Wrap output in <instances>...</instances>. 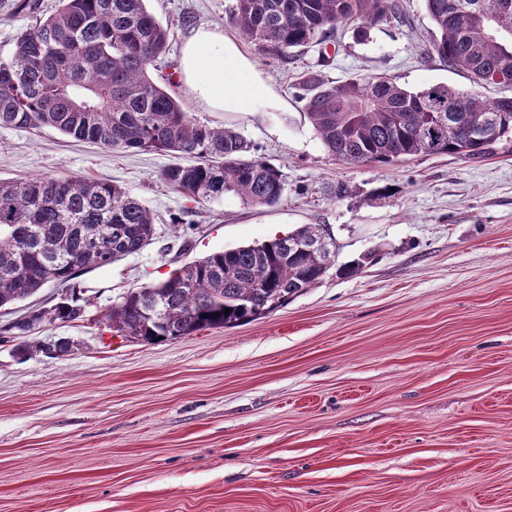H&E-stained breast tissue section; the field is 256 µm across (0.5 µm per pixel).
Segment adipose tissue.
Listing matches in <instances>:
<instances>
[{
  "mask_svg": "<svg viewBox=\"0 0 512 512\" xmlns=\"http://www.w3.org/2000/svg\"><path fill=\"white\" fill-rule=\"evenodd\" d=\"M184 82L194 98L222 112H284L288 102L270 88L232 36L197 28L183 50Z\"/></svg>",
  "mask_w": 512,
  "mask_h": 512,
  "instance_id": "adipose-tissue-1",
  "label": "adipose tissue"
}]
</instances>
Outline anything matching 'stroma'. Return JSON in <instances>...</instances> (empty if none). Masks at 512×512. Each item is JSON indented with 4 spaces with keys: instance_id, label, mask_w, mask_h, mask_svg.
Segmentation results:
<instances>
[{
    "instance_id": "obj_1",
    "label": "stroma",
    "mask_w": 512,
    "mask_h": 512,
    "mask_svg": "<svg viewBox=\"0 0 512 512\" xmlns=\"http://www.w3.org/2000/svg\"><path fill=\"white\" fill-rule=\"evenodd\" d=\"M14 3L0 0L2 58L35 26ZM402 4L405 25L339 31L324 66L315 46L284 63L241 41L288 111L215 112L178 85L192 117L235 129L280 169L274 207L173 192L161 179L169 153L0 127V181L108 182L156 223L151 245L82 272L84 318L9 336L23 306L0 308V512H512V141L471 161L344 164L293 97L314 69L470 89L432 51L424 0ZM234 5L147 0L169 30L155 79L180 74L193 29L235 34ZM305 224L329 229L337 264L361 269L328 273L262 319L185 338H115L98 321L187 262ZM59 337L74 343L64 357L18 351Z\"/></svg>"
}]
</instances>
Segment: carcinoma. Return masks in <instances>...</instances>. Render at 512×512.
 <instances>
[{"instance_id":"carcinoma-1","label":"carcinoma","mask_w":512,"mask_h":512,"mask_svg":"<svg viewBox=\"0 0 512 512\" xmlns=\"http://www.w3.org/2000/svg\"><path fill=\"white\" fill-rule=\"evenodd\" d=\"M439 29L432 50L475 85H512V7L498 0H425ZM401 0H236L231 23L264 54H290L363 30L404 23ZM168 29L145 0H59V8L21 33L0 59V126L49 127L114 150L172 153L183 162L162 180L197 203L234 193L275 206L282 173L230 129L197 121L173 91L150 77ZM297 99L327 153L348 164L386 165L410 156H485L512 138V97L434 83L412 91L385 75L328 82L306 73ZM150 210L123 188L69 176L0 181V307L55 284L70 297L54 319L77 320L91 301L82 271L135 254L154 239ZM336 246L318 224L285 237L212 253L168 280L125 294L101 317L111 334L151 343L264 318L318 285L335 267ZM230 312H224V309ZM32 308L5 328L21 336L38 325Z\"/></svg>"}]
</instances>
